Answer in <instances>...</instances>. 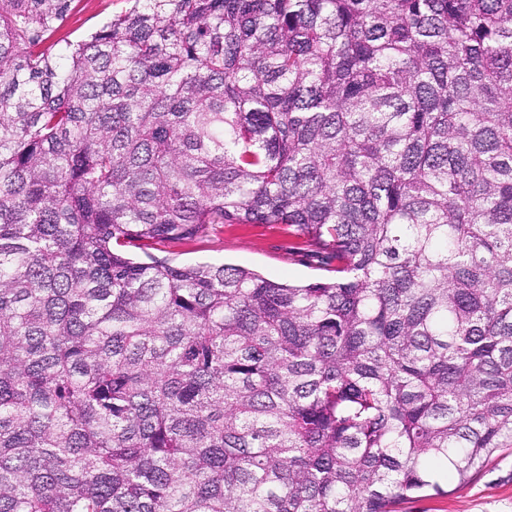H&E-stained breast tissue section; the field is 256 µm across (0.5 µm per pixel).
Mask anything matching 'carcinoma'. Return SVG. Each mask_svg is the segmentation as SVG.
<instances>
[{"label":"carcinoma","mask_w":512,"mask_h":512,"mask_svg":"<svg viewBox=\"0 0 512 512\" xmlns=\"http://www.w3.org/2000/svg\"><path fill=\"white\" fill-rule=\"evenodd\" d=\"M71 2L0 0V512H395L512 448V0L46 44ZM213 224L333 277L149 252Z\"/></svg>","instance_id":"cac0c4a2"}]
</instances>
